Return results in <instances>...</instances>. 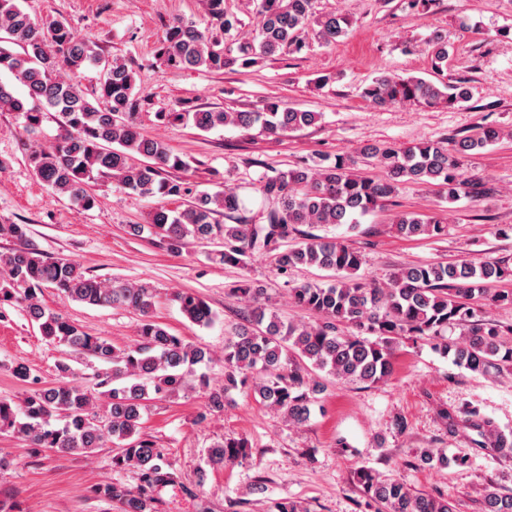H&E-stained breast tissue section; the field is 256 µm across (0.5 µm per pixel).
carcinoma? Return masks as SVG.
I'll list each match as a JSON object with an SVG mask.
<instances>
[{
	"label": "carcinoma",
	"instance_id": "1",
	"mask_svg": "<svg viewBox=\"0 0 512 512\" xmlns=\"http://www.w3.org/2000/svg\"><path fill=\"white\" fill-rule=\"evenodd\" d=\"M201 4L205 27L180 18L168 24L156 48L162 67L214 72L245 68L286 50L300 53L311 35L331 44L348 27L343 16L315 14L313 0H258L254 32L228 44L224 36L242 28V19L224 8V0ZM427 46L434 69L442 71L448 65V42L434 35ZM101 59L95 44L75 37L65 21L36 22L19 0H0V71L11 73L26 89L20 96L13 85L0 81V112L17 113L25 129L35 132L52 110L65 130L31 152L34 175L84 210L97 205L90 183L100 178L132 193L184 196L183 182L165 177V172L185 170L189 164L162 142L144 136L138 126L136 72L118 58L102 59L107 71L94 100L80 89L76 78ZM361 96L375 106H432L464 101L469 89L462 81L437 85L418 76L383 72ZM321 117L319 112L278 103L254 111L196 108L155 113L160 123L189 124L202 132L232 126L273 136L312 126ZM501 136L498 127L483 125L451 141L367 145L360 156L383 170L381 178L358 176L351 171L353 161L339 157L326 166L277 171L261 181L259 192L267 206L258 222L216 220L220 212L232 218L246 209L243 198L226 188L202 191L182 209L160 205L150 213L148 225H129L131 234L147 230L176 254L205 241L218 246L213 260L222 264L244 266L251 257L266 255L285 277L300 267L333 273L329 284L295 282L289 288L294 304L317 317L313 324L283 320L267 303L265 288L250 279L233 288L232 296L246 303L247 315L245 323L224 337V382L217 386L206 374L198 375L205 407L221 411L231 391L246 388L261 406L301 425L316 403L317 372L343 381L378 383L393 374L395 351L403 338L438 340L435 348L441 354L474 374L511 369L512 340L487 312L471 304L479 299L512 305V291L495 288L512 276L509 261L407 264L377 285L359 275L364 264L360 252L334 237L298 229L300 224H345L354 232L361 219L383 208L405 181L433 185L450 203L463 194H480L485 184L464 175L461 159ZM447 224L435 214L404 212L392 218L391 229L403 238H438L448 234ZM292 236L298 240L290 245ZM0 239L18 243L0 252V318L5 307H17L37 325L43 339L67 348L55 364L58 382L53 386H39V376L26 365L12 368L13 376L32 388L18 402L0 398V434L22 440L35 455L45 449L89 454L110 443L112 469H135L138 483H96L89 488L90 496L117 503L119 512H158L161 491L181 481L163 449L142 433L143 414L150 403L185 391L194 366L211 362L210 353L155 320L156 292L151 285L103 280L87 275L71 259L48 256L31 242L26 224H0ZM48 288L66 301L134 312L139 316L135 343L117 347L50 311L42 301ZM174 301L191 323L209 327L215 322L216 314L201 296L184 292ZM457 328L460 338L446 337ZM77 357L106 365L98 373L99 397L67 381ZM56 419L63 424H53ZM464 423L478 436L476 447L512 453V431L497 428L475 409L464 411ZM247 448L245 439L226 437L207 449V462L231 466L247 457ZM353 478L376 512H456L447 499L415 492L400 478L373 467L358 469ZM483 509L512 512V493L488 485Z\"/></svg>",
	"mask_w": 512,
	"mask_h": 512
}]
</instances>
